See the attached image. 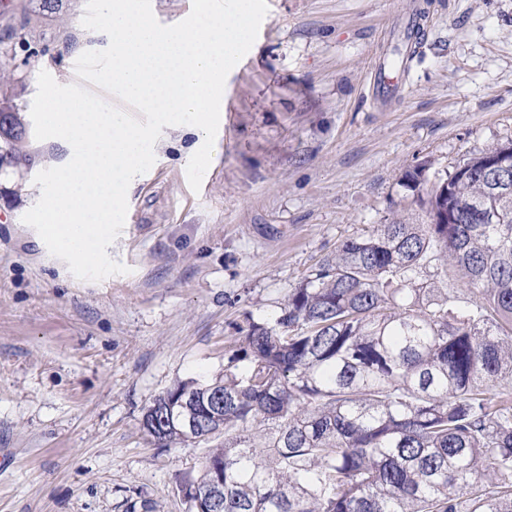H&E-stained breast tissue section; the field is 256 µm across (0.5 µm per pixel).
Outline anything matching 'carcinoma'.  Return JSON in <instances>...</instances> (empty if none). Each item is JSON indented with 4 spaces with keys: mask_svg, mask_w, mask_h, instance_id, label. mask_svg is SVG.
I'll return each mask as SVG.
<instances>
[{
    "mask_svg": "<svg viewBox=\"0 0 512 512\" xmlns=\"http://www.w3.org/2000/svg\"><path fill=\"white\" fill-rule=\"evenodd\" d=\"M24 132L3 114L0 164ZM495 153L512 140L405 171L428 223L394 213L342 240L280 315L238 329L224 376L147 408L158 448L188 441L190 416L224 435L178 481L185 512H512V182L484 172Z\"/></svg>",
    "mask_w": 512,
    "mask_h": 512,
    "instance_id": "cac0c4a2",
    "label": "carcinoma"
}]
</instances>
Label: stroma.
Segmentation results:
<instances>
[{"instance_id":"obj_1","label":"stroma","mask_w":512,"mask_h":512,"mask_svg":"<svg viewBox=\"0 0 512 512\" xmlns=\"http://www.w3.org/2000/svg\"><path fill=\"white\" fill-rule=\"evenodd\" d=\"M250 51L229 72L199 191L195 142L163 129L135 181L109 256L128 273L77 279L22 221L34 182L68 150L36 140L37 76L67 78L109 44L85 29L86 0H0V112L25 128L0 168V512H183L178 476L211 447L153 446L152 401L223 375L249 319L279 315L289 292L345 238L390 211L425 214L402 173L442 171L512 138V0H267ZM423 11L424 34L394 97L373 68Z\"/></svg>"}]
</instances>
